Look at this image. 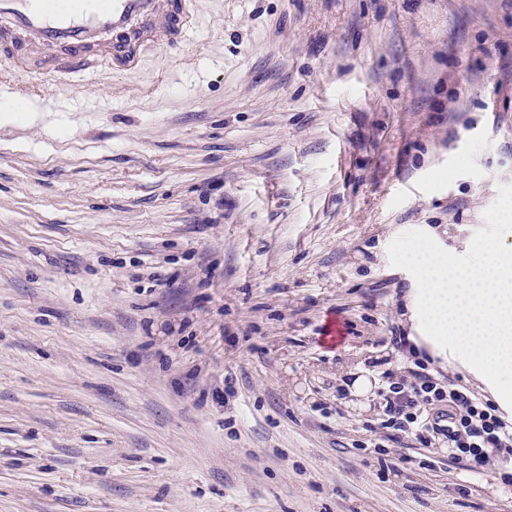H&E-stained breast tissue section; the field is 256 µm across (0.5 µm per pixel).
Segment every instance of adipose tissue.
Here are the masks:
<instances>
[{
  "instance_id": "adipose-tissue-1",
  "label": "adipose tissue",
  "mask_w": 512,
  "mask_h": 512,
  "mask_svg": "<svg viewBox=\"0 0 512 512\" xmlns=\"http://www.w3.org/2000/svg\"><path fill=\"white\" fill-rule=\"evenodd\" d=\"M467 257L426 242L402 259L415 286L408 309L414 349H426L512 409V253L497 238L469 241Z\"/></svg>"
}]
</instances>
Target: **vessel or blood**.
Instances as JSON below:
<instances>
[{
    "instance_id": "1",
    "label": "vessel or blood",
    "mask_w": 512,
    "mask_h": 512,
    "mask_svg": "<svg viewBox=\"0 0 512 512\" xmlns=\"http://www.w3.org/2000/svg\"><path fill=\"white\" fill-rule=\"evenodd\" d=\"M188 27L182 0H0V39L36 44L45 58L64 60L62 72L81 77L102 33L116 34L105 59L121 67L135 61L142 43L185 35Z\"/></svg>"
}]
</instances>
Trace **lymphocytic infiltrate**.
<instances>
[{"label": "lymphocytic infiltrate", "mask_w": 512, "mask_h": 512, "mask_svg": "<svg viewBox=\"0 0 512 512\" xmlns=\"http://www.w3.org/2000/svg\"><path fill=\"white\" fill-rule=\"evenodd\" d=\"M380 390L379 429L424 447L447 449L468 461L472 479H480L490 453L512 466V421L498 407L461 383H445L426 359L414 357L403 374L387 371Z\"/></svg>", "instance_id": "lymphocytic-infiltrate-1"}]
</instances>
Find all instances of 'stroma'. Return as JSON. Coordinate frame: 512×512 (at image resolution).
<instances>
[{
	"label": "stroma",
	"instance_id": "stroma-1",
	"mask_svg": "<svg viewBox=\"0 0 512 512\" xmlns=\"http://www.w3.org/2000/svg\"><path fill=\"white\" fill-rule=\"evenodd\" d=\"M190 22L87 82L0 53V512H512L366 429L403 244L512 247V0Z\"/></svg>",
	"mask_w": 512,
	"mask_h": 512
}]
</instances>
